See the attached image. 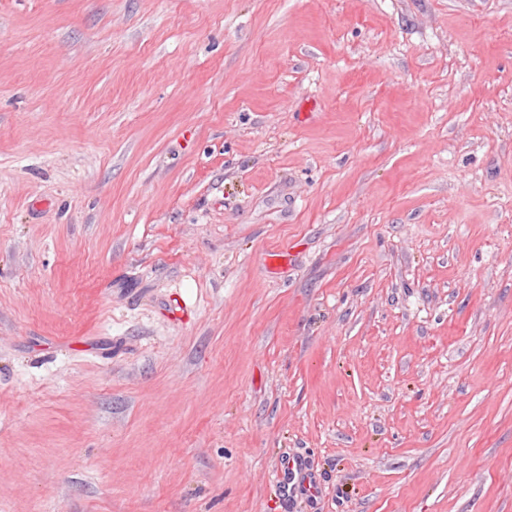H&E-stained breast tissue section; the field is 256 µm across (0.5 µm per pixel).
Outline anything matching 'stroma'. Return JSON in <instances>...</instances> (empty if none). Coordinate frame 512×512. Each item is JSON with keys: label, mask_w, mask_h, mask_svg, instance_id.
<instances>
[{"label": "stroma", "mask_w": 512, "mask_h": 512, "mask_svg": "<svg viewBox=\"0 0 512 512\" xmlns=\"http://www.w3.org/2000/svg\"><path fill=\"white\" fill-rule=\"evenodd\" d=\"M0 512H512V0H0Z\"/></svg>", "instance_id": "1"}]
</instances>
